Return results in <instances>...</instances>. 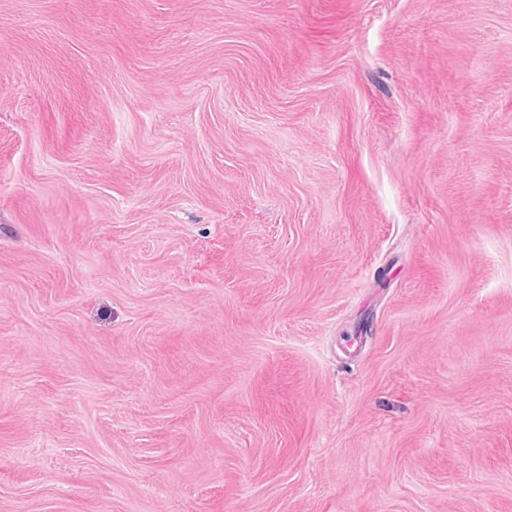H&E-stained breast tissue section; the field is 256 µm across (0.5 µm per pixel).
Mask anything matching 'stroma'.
<instances>
[{
  "instance_id": "stroma-1",
  "label": "stroma",
  "mask_w": 512,
  "mask_h": 512,
  "mask_svg": "<svg viewBox=\"0 0 512 512\" xmlns=\"http://www.w3.org/2000/svg\"><path fill=\"white\" fill-rule=\"evenodd\" d=\"M0 512H512V0H0Z\"/></svg>"
}]
</instances>
